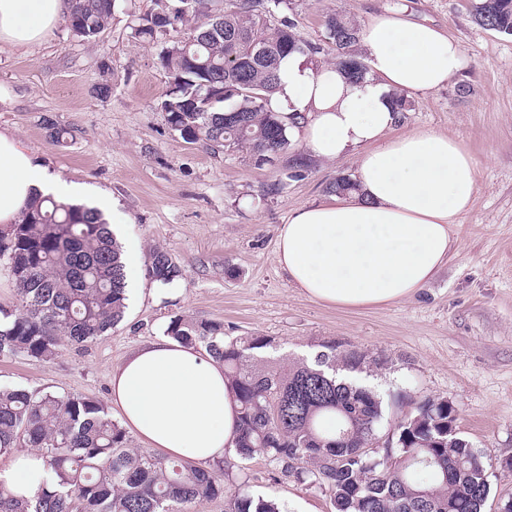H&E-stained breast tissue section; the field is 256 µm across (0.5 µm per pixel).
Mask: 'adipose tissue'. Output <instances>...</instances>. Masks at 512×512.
Instances as JSON below:
<instances>
[{"label": "adipose tissue", "mask_w": 512, "mask_h": 512, "mask_svg": "<svg viewBox=\"0 0 512 512\" xmlns=\"http://www.w3.org/2000/svg\"><path fill=\"white\" fill-rule=\"evenodd\" d=\"M70 0H0V42H38ZM367 72L350 82L338 65L311 66L294 52L270 99L288 135L312 156H359V190L297 208L278 234L281 268L310 299L360 309L407 299L443 268L452 229L475 196V158L455 139L424 131L390 137L393 92L443 87L464 66L459 42L402 13L375 16L362 33ZM38 154L0 129V232L9 233L38 194L68 197ZM124 426L148 447L205 467L236 449L238 403L223 363L163 336L131 353L110 377ZM45 477L34 448L19 450L0 481L31 497Z\"/></svg>", "instance_id": "ef3b65f1"}]
</instances>
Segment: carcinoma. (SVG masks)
<instances>
[{"mask_svg":"<svg viewBox=\"0 0 512 512\" xmlns=\"http://www.w3.org/2000/svg\"><path fill=\"white\" fill-rule=\"evenodd\" d=\"M165 15L141 19L135 35L153 39L186 28L162 56L177 92L160 101L168 123L188 143L213 152L246 150L260 168L290 147L269 107L281 59L302 44L294 24L269 23L280 0H238L218 26L198 24L209 0H177ZM112 0H71L69 27L91 41L109 23ZM481 26L512 36V0H473ZM326 39L348 78L366 69L354 47L360 29L339 13L325 16ZM121 246L96 208L52 196L35 199L12 233L0 236V270L14 281L19 304L0 305V359L50 360L63 345L107 335L124 317L127 275ZM150 278L164 286L181 269L169 252L149 251ZM166 335L224 363L239 403L236 451L270 459L298 482L325 490L331 512H483L488 468L472 444L448 434L453 403L423 396L385 421L383 400L363 378L365 353L336 343L314 357L272 356L267 336H226L224 324L173 317ZM390 447L376 448L383 424ZM36 448L47 478L18 498L0 484V512H183L224 497L226 512H280L247 490V477L224 484V463L203 468L146 456L100 401L41 390L0 387V457Z\"/></svg>","mask_w":512,"mask_h":512,"instance_id":"cac0c4a2","label":"carcinoma"}]
</instances>
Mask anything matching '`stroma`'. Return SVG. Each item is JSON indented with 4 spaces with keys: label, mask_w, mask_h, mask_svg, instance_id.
<instances>
[{
    "label": "stroma",
    "mask_w": 512,
    "mask_h": 512,
    "mask_svg": "<svg viewBox=\"0 0 512 512\" xmlns=\"http://www.w3.org/2000/svg\"><path fill=\"white\" fill-rule=\"evenodd\" d=\"M154 2L116 0L92 43L64 20L33 45L0 43V128L14 130L52 174L83 186L87 201L113 198L125 217L120 241L167 250L183 276L165 290L139 268L125 316L106 336L62 346L49 361L0 360V385L97 399L117 421L112 367L164 335L172 317L222 322L228 336H266L293 357L336 342L384 359L370 379L384 396L454 402L460 434L490 473L485 512H498L512 499V37L479 26L468 0H283L272 14L271 25L292 20L302 42L319 46L309 58L318 66L336 61L323 26L333 12L362 27L402 10L464 50L463 69L440 89L412 94V111L392 130L448 135L478 161L474 201L458 218L448 261L411 298L346 310L309 299L289 280L277 234L296 208L324 200L329 183L352 174L355 156L311 159L292 179L287 158L257 168L244 153L185 142L159 107L172 38L134 33ZM102 85L108 95L97 94ZM54 128L63 142L51 139ZM224 466L245 472L251 493L282 512L301 503L330 512L324 491L281 475L268 459L243 462L232 452Z\"/></svg>",
    "instance_id": "obj_1"
}]
</instances>
